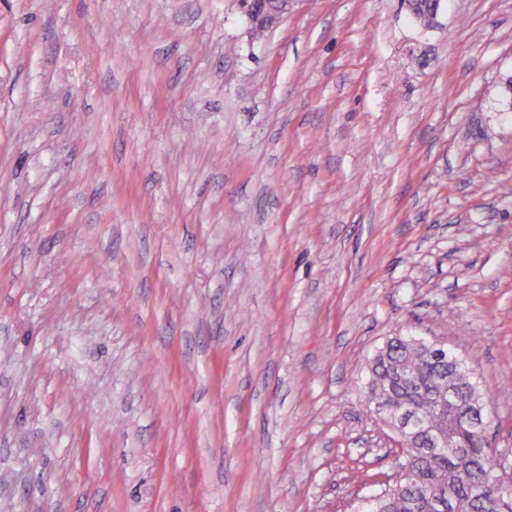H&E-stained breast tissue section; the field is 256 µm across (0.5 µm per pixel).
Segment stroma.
Masks as SVG:
<instances>
[{
    "mask_svg": "<svg viewBox=\"0 0 512 512\" xmlns=\"http://www.w3.org/2000/svg\"><path fill=\"white\" fill-rule=\"evenodd\" d=\"M512 0H0V512H353L387 337L512 448ZM241 8L251 18L263 21L266 26L272 27L280 18L288 14L297 0H238ZM268 1L278 3V8L269 11L266 9ZM441 0H409L407 10L422 27H430L437 18Z\"/></svg>",
    "mask_w": 512,
    "mask_h": 512,
    "instance_id": "1",
    "label": "stroma"
}]
</instances>
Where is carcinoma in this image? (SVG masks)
<instances>
[{
  "label": "carcinoma",
  "mask_w": 512,
  "mask_h": 512,
  "mask_svg": "<svg viewBox=\"0 0 512 512\" xmlns=\"http://www.w3.org/2000/svg\"><path fill=\"white\" fill-rule=\"evenodd\" d=\"M440 6L441 0H409L407 10L417 24L430 27ZM449 362L423 346L406 343L404 336L389 338L370 360L366 401H374L379 389L388 388L393 405H414L420 416L430 417L435 396L451 381L457 392L456 409L464 420L452 427L443 420L454 447L441 456L410 461L412 477L390 490L382 504L385 512H431L426 495L441 491L448 496L451 512H501L492 491L475 492L501 464L500 453L486 447L471 416L483 392L459 374L449 377Z\"/></svg>",
  "instance_id": "cac0c4a2"
}]
</instances>
